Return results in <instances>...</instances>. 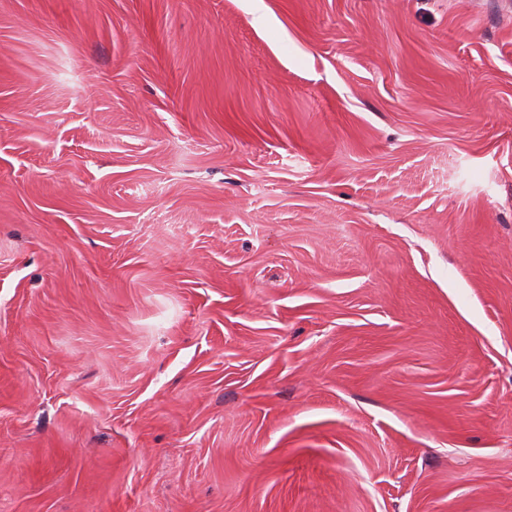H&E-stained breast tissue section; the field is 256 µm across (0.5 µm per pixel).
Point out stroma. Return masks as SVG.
<instances>
[{
	"label": "stroma",
	"mask_w": 512,
	"mask_h": 512,
	"mask_svg": "<svg viewBox=\"0 0 512 512\" xmlns=\"http://www.w3.org/2000/svg\"><path fill=\"white\" fill-rule=\"evenodd\" d=\"M0 512H512V0H0Z\"/></svg>",
	"instance_id": "35a3bbf8"
}]
</instances>
